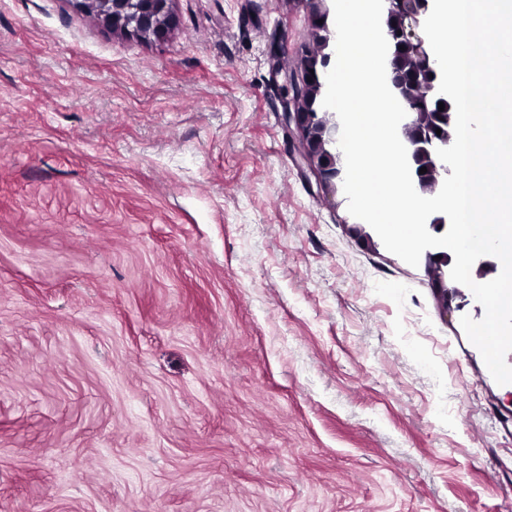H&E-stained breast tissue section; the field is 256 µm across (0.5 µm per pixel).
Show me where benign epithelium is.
Returning a JSON list of instances; mask_svg holds the SVG:
<instances>
[{
	"mask_svg": "<svg viewBox=\"0 0 512 512\" xmlns=\"http://www.w3.org/2000/svg\"><path fill=\"white\" fill-rule=\"evenodd\" d=\"M95 15L105 26L140 37L162 38L169 30L172 0H73ZM330 0H309L313 16L311 41L305 45L308 81L294 85L292 107L284 113L285 123L300 133L303 153L316 161L319 183L328 191L343 190L342 151L338 145L340 120L322 106L325 77L335 57L336 31L329 24ZM430 0H384L382 20L389 42L387 82L406 110L401 132L415 189L436 195L452 170L436 150L453 140V102L439 93L440 70L425 48L423 24ZM444 104L439 110L438 103ZM441 134H436V130ZM427 172L419 173L420 168ZM426 256L439 287L442 309L448 310V254L427 250Z\"/></svg>",
	"mask_w": 512,
	"mask_h": 512,
	"instance_id": "1",
	"label": "benign epithelium"
}]
</instances>
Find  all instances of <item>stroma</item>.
<instances>
[{"label":"stroma","mask_w":512,"mask_h":512,"mask_svg":"<svg viewBox=\"0 0 512 512\" xmlns=\"http://www.w3.org/2000/svg\"><path fill=\"white\" fill-rule=\"evenodd\" d=\"M296 0L137 39L0 0V512H512V389L295 127Z\"/></svg>","instance_id":"stroma-1"}]
</instances>
